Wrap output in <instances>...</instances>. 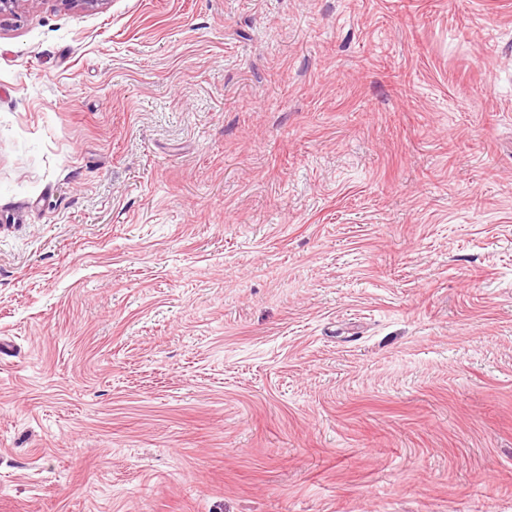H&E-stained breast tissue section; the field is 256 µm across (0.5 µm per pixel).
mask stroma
Here are the masks:
<instances>
[{
    "label": "stroma",
    "mask_w": 512,
    "mask_h": 512,
    "mask_svg": "<svg viewBox=\"0 0 512 512\" xmlns=\"http://www.w3.org/2000/svg\"><path fill=\"white\" fill-rule=\"evenodd\" d=\"M0 512H512V0L0 17Z\"/></svg>",
    "instance_id": "1"
}]
</instances>
